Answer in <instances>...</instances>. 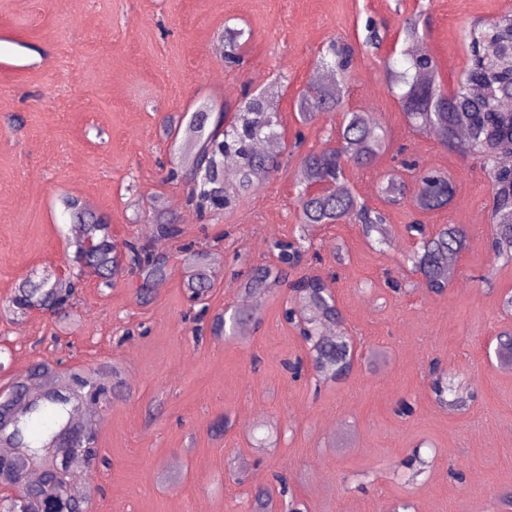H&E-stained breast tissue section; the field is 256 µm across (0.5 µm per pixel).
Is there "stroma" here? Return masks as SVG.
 Wrapping results in <instances>:
<instances>
[{
	"instance_id": "35a3bbf8",
	"label": "stroma",
	"mask_w": 512,
	"mask_h": 512,
	"mask_svg": "<svg viewBox=\"0 0 512 512\" xmlns=\"http://www.w3.org/2000/svg\"><path fill=\"white\" fill-rule=\"evenodd\" d=\"M512 10V0H0V396L34 366L111 375L96 414L94 512H250L257 489L272 512L289 500L307 512H500L512 492V370L495 349L512 328V263L491 265V187L479 161L448 151L410 126L387 88L384 63L400 59L404 18L421 12L423 44L446 85L461 73L464 33ZM386 21L376 54L360 47L367 18ZM244 29L247 56L229 67L212 50L225 28ZM357 49L345 101L373 113L388 150L347 168L352 190L383 207L402 159L448 174V208L388 210L392 243L379 248L350 224L301 227L295 175L336 116L299 120L296 100L331 40ZM275 91L284 167L235 207L199 216L188 185L167 177L184 155L163 119L202 104L237 105L244 92ZM103 216L116 247L147 246L167 277L144 286L122 270L110 286L84 275L69 308L13 316L19 284L65 269L73 252L61 200ZM172 216L177 237L152 219ZM457 224L467 245L446 293H431L407 256L406 231ZM306 235L291 277H332L343 326L359 359L341 381L305 365V344L283 316L288 288L266 296L245 336L211 332L239 306L251 269L276 264L275 241ZM214 256L209 290L190 304L180 245ZM472 396L437 403L432 360ZM413 405L404 416L402 402ZM273 436L275 447L258 442ZM286 494H279V486Z\"/></svg>"
}]
</instances>
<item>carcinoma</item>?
<instances>
[{"label":"carcinoma","mask_w":512,"mask_h":512,"mask_svg":"<svg viewBox=\"0 0 512 512\" xmlns=\"http://www.w3.org/2000/svg\"><path fill=\"white\" fill-rule=\"evenodd\" d=\"M418 12L402 22L401 32L408 45L422 40ZM364 45L379 47L387 26L371 20L366 25ZM244 32L228 29L224 32L225 59L238 65L244 52L241 42ZM466 64L453 87L445 85L436 63L426 52H402L404 65L398 69L385 64L388 86L400 89L399 102L409 121L442 146L462 156L475 157L487 172L492 191L490 224L492 226L491 263L512 262V168L501 163L512 155V111L502 108L504 100L512 99V14L499 20L475 22L466 35ZM354 48L333 41L320 56L319 66L329 70L335 81L310 84L297 98V109L305 122L318 116L341 113L336 131V144L304 155L299 163L297 204L303 224H355L367 238L380 245L390 244L387 216L372 209L349 187L344 185L345 168L350 164L363 167L373 163L387 150V135L370 114L345 108V77L351 67ZM277 113L272 111L268 97L245 98L243 105L231 109L227 104L209 105L192 114L186 124H171L168 136L182 141V150L190 154L192 164L201 163L207 170L194 178L187 202L201 214L231 206L236 198L256 188L259 177H269L282 169L281 156L259 152L255 145L262 139L280 136ZM387 203L396 205L404 200L422 212L448 207L454 197L450 179L434 170L421 172L413 184L391 176L382 187ZM65 211L73 224L83 227L81 239L73 242L72 262L78 272L97 274L102 284H109V275L117 265L110 225L100 216L72 198L63 200ZM416 233L411 260L431 292L442 294L453 277L452 263L467 242L464 229L456 224H442L428 230L422 224H410ZM279 265H260L252 269L245 284L251 304L235 308L229 316L214 320L213 332L240 334L246 324L255 319L262 299L270 289L285 282V268L294 264L300 247L277 244ZM129 264L144 280L153 283L165 276V263L153 258L138 244H127ZM77 283L73 276L27 281L11 300L15 312L48 309L61 311L75 295ZM302 307L306 328L301 334L308 345L307 357L316 376L324 381L345 379L354 366L357 351L351 337L340 330L334 336L323 333L327 324L342 325L341 312L335 296L321 276H304L288 284ZM431 374L439 401L451 407L462 406L466 399L452 384H442L444 372L433 363ZM77 399L47 391L34 396L17 410L13 423L4 435L7 446L21 448L20 463L12 471L0 475L4 483L16 487L22 470L32 463L48 468L45 487L0 499V512H40L42 501L51 497L59 512H81L80 507L66 498L62 471L69 461L47 456L46 449L58 446L67 431V410Z\"/></svg>","instance_id":"cac0c4a2"}]
</instances>
